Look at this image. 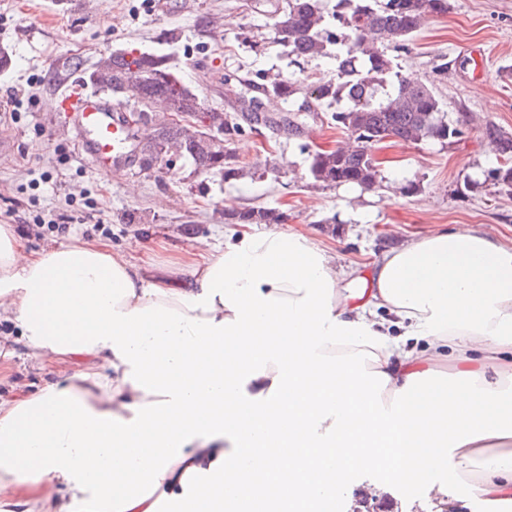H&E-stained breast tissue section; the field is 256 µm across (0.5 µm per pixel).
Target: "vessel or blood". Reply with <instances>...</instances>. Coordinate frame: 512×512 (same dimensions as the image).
<instances>
[{"instance_id":"b4317fda","label":"vessel or blood","mask_w":512,"mask_h":512,"mask_svg":"<svg viewBox=\"0 0 512 512\" xmlns=\"http://www.w3.org/2000/svg\"><path fill=\"white\" fill-rule=\"evenodd\" d=\"M56 112L63 122L81 135V154L94 169L109 171L127 139L118 115L97 94L84 89L61 93Z\"/></svg>"}]
</instances>
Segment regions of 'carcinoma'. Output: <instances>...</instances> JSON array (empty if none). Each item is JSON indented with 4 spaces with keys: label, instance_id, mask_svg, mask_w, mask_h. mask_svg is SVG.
Returning a JSON list of instances; mask_svg holds the SVG:
<instances>
[{
    "label": "carcinoma",
    "instance_id": "obj_1",
    "mask_svg": "<svg viewBox=\"0 0 512 512\" xmlns=\"http://www.w3.org/2000/svg\"><path fill=\"white\" fill-rule=\"evenodd\" d=\"M449 0H335L327 9L323 0H282L274 10L273 40L288 52L298 72L289 75L251 76L228 73L224 85L234 99L226 107L209 105L187 85L167 54L116 50L108 63L112 97L117 105L145 115V137L135 139L134 155L140 170L161 169L160 157L185 162L196 175L214 176L224 182L241 178L231 144L259 127L274 139L300 140L308 154V176L326 186L354 185L373 189L378 184L377 145L387 139L405 143L425 140L445 142L464 134L465 124L448 123L434 88L402 75L386 44L405 46L430 19L448 13ZM329 60L335 73L305 83L303 65ZM62 68L84 74L88 84L102 88L95 79L98 65L85 67L79 57H67ZM132 85L137 99L124 98ZM284 108L272 112L267 99ZM331 109V120L350 139L331 150L311 148L305 118L322 107ZM171 110L193 115L195 128L154 119V113ZM487 133L499 139L501 159L487 172L497 191L512 195V134L489 125ZM288 214L278 208L247 206L224 210L226 224H284Z\"/></svg>",
    "mask_w": 512,
    "mask_h": 512
}]
</instances>
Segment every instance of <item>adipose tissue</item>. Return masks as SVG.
<instances>
[{
    "label": "adipose tissue",
    "mask_w": 512,
    "mask_h": 512,
    "mask_svg": "<svg viewBox=\"0 0 512 512\" xmlns=\"http://www.w3.org/2000/svg\"><path fill=\"white\" fill-rule=\"evenodd\" d=\"M179 263L0 225V311L79 366L0 401V512H316L356 470L413 485L452 459L512 495V246L440 229L348 280L312 236L244 224Z\"/></svg>",
    "instance_id": "ef3b65f1"
}]
</instances>
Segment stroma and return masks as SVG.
<instances>
[{"instance_id": "stroma-1", "label": "stroma", "mask_w": 512, "mask_h": 512, "mask_svg": "<svg viewBox=\"0 0 512 512\" xmlns=\"http://www.w3.org/2000/svg\"><path fill=\"white\" fill-rule=\"evenodd\" d=\"M100 0L86 11L79 0H0V48L13 64L0 72V98L14 95V119L0 120V225L34 250L73 239L102 238L113 247L142 239L160 275H168L176 252L224 244V203L275 207L291 227L309 232L347 270L376 259L411 237L435 228L475 224L512 243V196L497 193L487 178L496 157L486 149L487 124L512 133V0H450L447 15L429 21L394 56L403 74L429 82L448 121L467 116L463 136L418 144L387 140L375 151L382 182L373 190L313 185L307 156L297 143H262L253 134L232 145L240 161L263 171L232 183L191 174L189 167L144 172L117 165L94 170L79 154L73 134L63 130L51 105L63 90L81 85V73L59 64L77 55L86 65L125 49L171 53L184 81L209 103L224 102L225 71L287 73L285 49L271 43L274 19L255 0ZM267 37L261 53L237 42L243 30ZM415 193H404L408 183ZM133 212L150 214L148 224H130ZM69 225L66 234L55 232ZM0 398L10 400L56 382L77 368L62 362L43 367L14 322L0 320ZM480 465L406 487L379 470L354 472L341 490L343 512H360V491L371 507L393 512H488L473 489Z\"/></svg>"}]
</instances>
